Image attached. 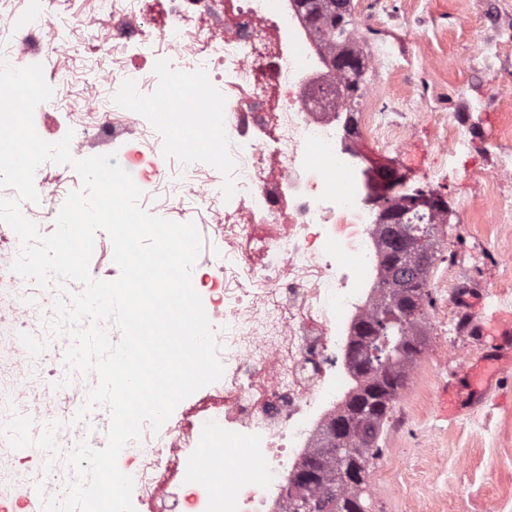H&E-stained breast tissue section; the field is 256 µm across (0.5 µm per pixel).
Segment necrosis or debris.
I'll use <instances>...</instances> for the list:
<instances>
[{"label": "necrosis or debris", "instance_id": "obj_1", "mask_svg": "<svg viewBox=\"0 0 512 512\" xmlns=\"http://www.w3.org/2000/svg\"><path fill=\"white\" fill-rule=\"evenodd\" d=\"M72 5L0 0V57L42 64L54 89L34 112L43 140L148 162L143 199L205 229L194 288L224 366L196 408L144 428L118 466L149 512H284L289 479L353 382L346 350L381 281V208L334 107L329 54L296 0H82V22ZM68 182V169L38 168L40 201L22 210L41 234ZM19 249L0 223V422L18 412L37 433L64 421V455L105 448L107 407L68 422L96 379L68 375V340L43 325L57 292L12 271ZM0 472V512L24 503L27 475L57 496L73 480L60 463L31 470L1 438Z\"/></svg>", "mask_w": 512, "mask_h": 512}]
</instances>
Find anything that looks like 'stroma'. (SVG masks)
Returning a JSON list of instances; mask_svg holds the SVG:
<instances>
[{"label": "stroma", "instance_id": "obj_1", "mask_svg": "<svg viewBox=\"0 0 512 512\" xmlns=\"http://www.w3.org/2000/svg\"><path fill=\"white\" fill-rule=\"evenodd\" d=\"M366 50L386 45L395 69L370 67L355 114L371 157L403 155L416 163L414 187L445 195L447 247L435 261L429 309L433 342L397 399L384 450L368 478L374 512H512V382L473 391L466 368L489 353L512 357V333L483 336L467 312L493 300L512 313V179L490 181L512 167V0H352ZM493 44L476 50L477 36ZM386 113L403 142L373 139L366 126ZM460 132L464 151L437 145ZM458 402L454 421L437 419L442 384Z\"/></svg>", "mask_w": 512, "mask_h": 512}]
</instances>
